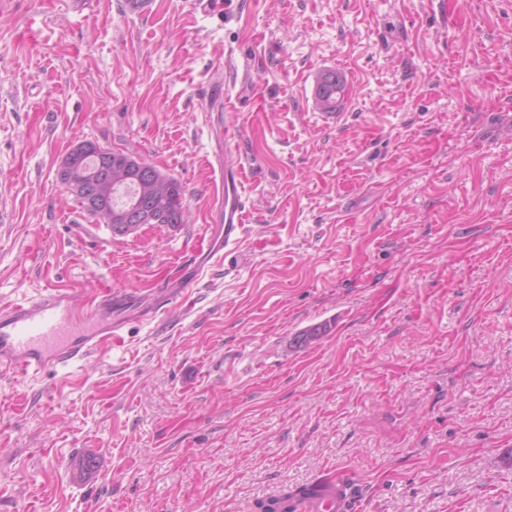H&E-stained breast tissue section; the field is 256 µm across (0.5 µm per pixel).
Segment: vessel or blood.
Here are the masks:
<instances>
[{"label": "vessel or blood", "mask_w": 512, "mask_h": 512, "mask_svg": "<svg viewBox=\"0 0 512 512\" xmlns=\"http://www.w3.org/2000/svg\"><path fill=\"white\" fill-rule=\"evenodd\" d=\"M215 142L210 163L213 210L189 259L176 265L164 286L149 293L106 285L91 302L81 304L70 289L49 286L0 304L1 378L36 376L93 356L121 338L129 325L155 321L183 303L190 288L237 247L247 218L243 168L224 149L223 131H216ZM351 504L348 483L322 482L311 486L298 512H350Z\"/></svg>", "instance_id": "obj_1"}]
</instances>
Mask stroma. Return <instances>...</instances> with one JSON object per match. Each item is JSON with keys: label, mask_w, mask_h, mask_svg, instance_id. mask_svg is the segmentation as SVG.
I'll return each mask as SVG.
<instances>
[{"label": "stroma", "mask_w": 512, "mask_h": 512, "mask_svg": "<svg viewBox=\"0 0 512 512\" xmlns=\"http://www.w3.org/2000/svg\"><path fill=\"white\" fill-rule=\"evenodd\" d=\"M465 11L0 0V301L160 287L210 220L218 87L251 205L161 324L0 380V512H253L336 478L362 512H512V11ZM87 140L174 178L183 223L90 222L56 179ZM346 85L336 74L329 70L320 75L317 81V102L325 110H336L344 98Z\"/></svg>", "instance_id": "35a3bbf8"}]
</instances>
